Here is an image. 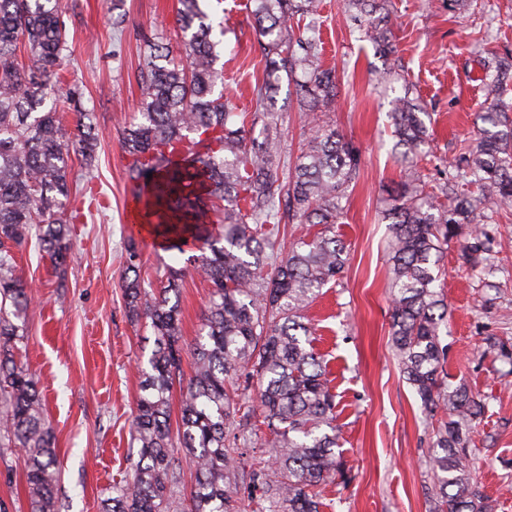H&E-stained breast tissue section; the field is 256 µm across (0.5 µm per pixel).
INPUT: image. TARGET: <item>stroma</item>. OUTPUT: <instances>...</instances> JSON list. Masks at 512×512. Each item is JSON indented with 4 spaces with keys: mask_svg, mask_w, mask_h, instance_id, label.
Segmentation results:
<instances>
[{
    "mask_svg": "<svg viewBox=\"0 0 512 512\" xmlns=\"http://www.w3.org/2000/svg\"><path fill=\"white\" fill-rule=\"evenodd\" d=\"M248 0H206L223 14L220 65L224 89L239 111L253 112V86L263 76ZM389 26L403 82L432 115V136L420 165L441 181L474 134L484 104L479 50L512 52V0H391ZM177 0H122V28L112 26V0H64L68 33L65 81L77 86L92 113L97 157L85 167L70 156L72 256L54 267L34 242L14 249L15 273L33 285L23 326L22 360L38 382L56 436L58 512H101L112 486L128 480L136 460L132 419L140 393L139 363L151 346L125 306L120 273L128 238L141 253V279L159 287L172 261L140 225L125 221L123 203L135 188L122 132L141 106L140 72L147 40L184 54L176 26ZM321 64L335 69L338 96L326 117L361 152L359 176L336 226L349 259L334 283L306 309L314 347L327 363L336 397L337 448L346 471L324 488L321 512H429L433 480L430 446L435 420L400 371L391 341L389 238L381 210L404 178L386 117L380 81L385 60L357 38L339 0H322ZM492 270L470 275L461 244H449L438 272L448 303L441 343L448 349L451 385H465L488 406L471 433L473 477L494 505L512 512V361L490 341L512 350V207L496 217ZM209 301L201 277L180 290L184 345L197 338ZM26 449L0 448V512H29Z\"/></svg>",
    "mask_w": 512,
    "mask_h": 512,
    "instance_id": "obj_1",
    "label": "stroma"
}]
</instances>
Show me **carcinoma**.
<instances>
[{"instance_id": "1", "label": "carcinoma", "mask_w": 512, "mask_h": 512, "mask_svg": "<svg viewBox=\"0 0 512 512\" xmlns=\"http://www.w3.org/2000/svg\"><path fill=\"white\" fill-rule=\"evenodd\" d=\"M265 60L256 82L251 126L239 123L216 51L224 34L202 0H179L177 23L185 60L148 45L141 75L140 120L125 130L123 148L134 158L128 174L139 183L145 215L156 219L166 249L198 254L169 266L165 283L142 287L140 254L128 241L121 274L131 321L153 342L132 426L137 444L132 481L112 486L102 512H240L237 488L246 485L267 512H320V488L342 471L336 455V402L326 368L314 351L303 312L348 261L335 224L359 175L360 154L320 114L336 99V70L319 65V0H250ZM362 37L388 58L396 53L388 26L389 0H342ZM63 0H0V447L28 449L25 482L30 512H57L56 437L47 424L37 382L14 349L24 340L29 285L14 273L11 246L36 236L56 266L71 253L60 198L70 194V152L93 165L98 149L90 112L79 88L61 92L67 32ZM27 61L18 60L19 46ZM487 107L475 113L476 133L448 171L440 194L426 190L414 158L427 144L430 114L409 90L393 94L389 126L406 167L397 203L383 214L392 233V342L401 370L425 410L442 409L430 448L432 512H489L471 478L469 430L485 403L463 385L445 381L441 327L448 305L437 291L442 254L470 228L462 263L485 270L495 238L494 214L512 206V102L505 101L512 63L479 60ZM311 124L300 153L281 178L283 113L275 107L281 74ZM76 128L62 125V95ZM211 206L216 224L195 218ZM288 216L321 227L309 239L274 248L277 225ZM198 275L210 287L200 333L192 346L194 375L180 388V420L171 429V399L180 373L179 289ZM262 415L261 445L274 449L269 464L246 470L226 443L251 440ZM194 484L186 486L183 465Z\"/></svg>"}]
</instances>
